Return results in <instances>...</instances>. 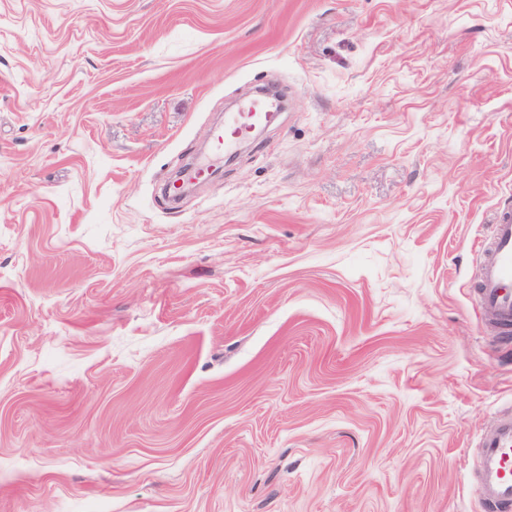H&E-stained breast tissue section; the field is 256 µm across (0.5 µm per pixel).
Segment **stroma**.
I'll return each mask as SVG.
<instances>
[{
    "label": "stroma",
    "mask_w": 512,
    "mask_h": 512,
    "mask_svg": "<svg viewBox=\"0 0 512 512\" xmlns=\"http://www.w3.org/2000/svg\"><path fill=\"white\" fill-rule=\"evenodd\" d=\"M506 207L512 0H0V512H488ZM264 117V106L258 100L249 101L239 112L228 115L224 128L217 130L214 134V158H219L224 151L231 150L235 144V138L261 123ZM480 254L477 299L495 328L512 323V209H502L490 226Z\"/></svg>",
    "instance_id": "stroma-1"
}]
</instances>
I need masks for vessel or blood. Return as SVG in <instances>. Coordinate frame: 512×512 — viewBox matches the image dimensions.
<instances>
[{
  "label": "vessel or blood",
  "mask_w": 512,
  "mask_h": 512,
  "mask_svg": "<svg viewBox=\"0 0 512 512\" xmlns=\"http://www.w3.org/2000/svg\"><path fill=\"white\" fill-rule=\"evenodd\" d=\"M261 101H250L228 115L223 129L214 134V153L231 150L236 137L263 121ZM480 254L477 299L494 327L512 324V209H502L490 226ZM475 484L480 499L489 504L512 505V414L500 417L493 432L483 438L475 453Z\"/></svg>",
  "instance_id": "1"
}]
</instances>
